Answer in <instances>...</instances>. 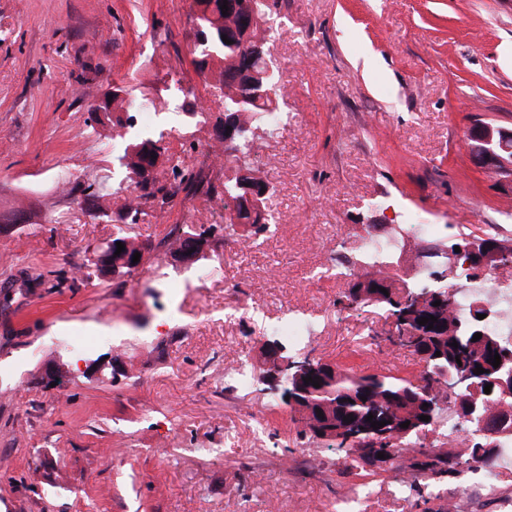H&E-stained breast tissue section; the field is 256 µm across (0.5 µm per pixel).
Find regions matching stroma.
<instances>
[{
    "label": "stroma",
    "mask_w": 512,
    "mask_h": 512,
    "mask_svg": "<svg viewBox=\"0 0 512 512\" xmlns=\"http://www.w3.org/2000/svg\"><path fill=\"white\" fill-rule=\"evenodd\" d=\"M190 0H0V512H495L512 470L471 490L402 469L367 474L300 435L259 381L276 320L305 315L288 346L356 371L416 378L409 351L377 339L379 305L338 310L344 281L313 277L328 254L355 258L364 225L396 234L407 215L455 233L499 224L512 241V186L477 166L476 123L512 128V0H276L266 41L287 126L245 161L274 193L277 233L225 230L204 265L175 261V224H220L224 203L178 191L162 221L119 215L136 184L119 162L149 138L219 184L199 150L224 137L186 92ZM372 65H365V57ZM148 99L149 122L113 130L91 108L113 87ZM112 189L103 211L87 187ZM132 236L141 272L99 274L96 247ZM257 305L253 316L233 307ZM91 341L77 349L72 337ZM245 364L246 388L224 385ZM455 398L419 434L462 450Z\"/></svg>",
    "instance_id": "stroma-1"
}]
</instances>
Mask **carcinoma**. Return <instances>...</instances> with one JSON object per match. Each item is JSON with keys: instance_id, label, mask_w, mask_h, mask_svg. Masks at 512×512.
Returning a JSON list of instances; mask_svg holds the SVG:
<instances>
[{"instance_id": "cac0c4a2", "label": "carcinoma", "mask_w": 512, "mask_h": 512, "mask_svg": "<svg viewBox=\"0 0 512 512\" xmlns=\"http://www.w3.org/2000/svg\"><path fill=\"white\" fill-rule=\"evenodd\" d=\"M244 4V14L227 12L222 14L221 6L223 0H192V11L198 13V22L203 28L220 26L229 31L237 28L241 24V16L251 19L249 26L239 31L238 37L232 39V43H223L219 46L209 48L198 43L197 39H192L193 57L204 56V49H209L212 55L209 60L204 62V67H198L197 61H192L196 71L205 76V91H211L218 98L221 104V111L224 112V118H235L240 124V133L236 138L224 144V158L248 154L250 150L251 139L255 136L258 129L267 130L269 126L266 123L264 113L276 111V100L279 88L275 86L274 77L267 75V69L264 59L258 57L253 60L251 67L253 72L243 73L240 68V56L246 45H261L266 47V39L262 35V23L267 10L270 9L268 0H241ZM131 102L125 98L113 99L112 108V126L122 127L125 125L122 114L129 111ZM123 166L125 167L129 179L134 181L146 193L140 196L141 202L133 206L125 207V212L120 214V218H126V215L133 214L137 219L146 220L151 213L146 210L147 201L152 199L156 201V207L164 209L175 196V191L185 190L191 192L201 186L202 180L199 175L188 169L179 167L172 163V157L163 152H157L156 142L151 139L135 141L127 144L121 156ZM163 163L172 164L171 171L175 181V190L166 191L157 194L149 190L151 181L143 171L147 167H157ZM241 168L232 170V174L224 177V210L233 211L238 207L239 183L242 180L240 176ZM216 230L215 225L197 232L188 224L174 225L168 236L175 240V251L194 250V262L205 259V254L201 250L194 249L196 238L204 233L213 235ZM360 271L349 270L346 273L348 281L346 288L336 299V307L343 310L355 305H367L369 300L358 299L353 289L362 286L361 280L368 281V287L373 288L384 283L391 285L397 283L396 273L390 267V255L382 254L378 257H370L363 254L359 258ZM98 271L103 276L124 277L132 276L135 270L131 269L126 262V252L118 255H112V262L108 266L98 267ZM473 278L467 269L459 267L455 276L445 279L443 282L428 281L417 286V292L422 294L426 290H442V294L448 296V301L438 306L428 304V307L422 310H413V305L399 308L390 303L386 304L388 312L397 316L398 319L405 322H411L415 330V346H408L403 342H398V346L411 351L416 355L423 348H433L441 352L448 361V366L457 364V360L476 362L483 360L487 368H492L490 358L495 354L512 352V343L505 345L502 349L488 348L482 346H472L460 337L454 334L452 328L448 327L450 319L456 313L453 308L457 301L458 287L462 281ZM437 317V322L433 323V329H428V325L418 324V319L422 317ZM458 343V347H453L452 343ZM294 362L301 363L308 368L309 376L319 382L320 387L316 388L313 383L304 386L301 406L310 411L311 417L315 418L318 413L324 414L322 425L314 427L312 424L297 420L301 424L300 434L307 435L314 440H320L327 443V447L333 448L344 454L345 464L351 468L363 465V456L357 453L359 448H387L396 458L394 468L406 467L417 473H430L432 475H446L452 479L459 474L458 466L460 459H465L467 463L482 464L489 467L493 464L495 454L478 457L474 454L475 449L482 447L485 440L488 439V433L493 427L487 425L480 427L478 423L472 422L462 416H457V425L464 428L467 433L466 446L463 451L433 453L423 446L417 444L415 438L416 432L400 438L398 441H390L386 437H379V430H374L372 434H366L358 437L355 445L346 443L347 436L353 433L352 422H363L367 416H373V420L387 421L398 419L415 418L423 410V393H429L435 390L438 383L437 374L432 369L422 372L418 382L414 383L405 378L385 373V372H362L353 373L347 370L339 369L331 363L321 358H316L307 353L300 358L294 359ZM366 400H361V397ZM353 420H348V417Z\"/></svg>"}]
</instances>
